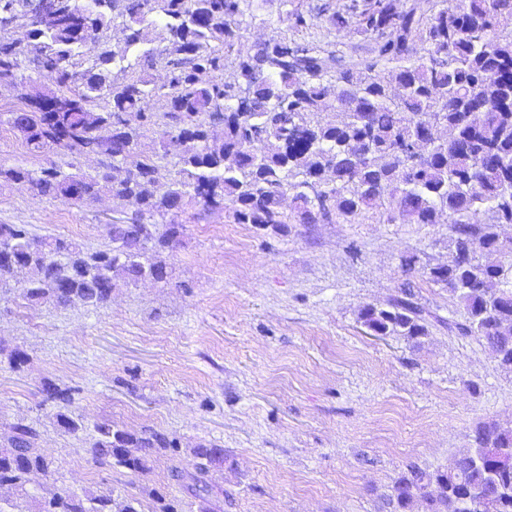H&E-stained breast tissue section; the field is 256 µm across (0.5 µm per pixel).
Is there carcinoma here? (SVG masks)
Returning a JSON list of instances; mask_svg holds the SVG:
<instances>
[{
	"label": "carcinoma",
	"instance_id": "1",
	"mask_svg": "<svg viewBox=\"0 0 512 512\" xmlns=\"http://www.w3.org/2000/svg\"><path fill=\"white\" fill-rule=\"evenodd\" d=\"M252 0H89L84 11L63 13L31 26L23 47L0 43V79L15 78L19 61L55 74L54 103L28 99L30 110L9 123L31 150L94 152L104 172L95 175L0 167V180L33 198L84 202L107 188L134 208L129 224L110 225L111 245L89 250L61 237H37L25 224H0V283L18 268L35 277L22 289L32 302L66 306L75 300L100 307L112 281L168 278L167 266L148 251L172 246L179 214L194 201L208 210L231 204L237 224L285 223L281 201L289 193L302 223L358 215L388 204L386 221L437 224L448 215L458 252L467 260L430 269L466 314L461 331L484 342L497 364L512 371V265L491 260L498 236L470 222L479 211L495 224H512V0H426L405 9L400 0H351L345 12L333 0L318 8L330 32L355 22L362 55L347 59L331 41L273 39L244 53L241 20ZM17 21L31 20L30 0H0ZM163 21L157 47L128 61L145 40L144 24ZM122 26L113 43L107 32ZM98 33L90 42V32ZM163 68L168 82L151 84L147 71ZM250 90L246 109L241 88ZM168 99L154 112L150 101ZM135 114L139 125L123 124ZM437 119L444 140L413 171L403 147L425 136ZM112 127L105 143L99 131ZM160 138H182L181 168L159 195V151L141 149L139 127ZM132 159L128 175L109 177L117 160ZM170 217L158 231L155 217ZM389 308L367 306L363 324L383 336L426 334L423 310L407 299ZM91 446L97 465L131 472L147 468L153 450L177 447L158 433L134 436L112 425L96 427ZM36 430L15 427L0 450V486L25 490L29 475L50 462L34 448ZM193 495L205 499L212 467L224 449L200 446ZM421 496L427 512H512V426L479 425L472 445L451 470L411 465L385 495L392 512H406ZM43 512H137L112 493L86 498L56 495Z\"/></svg>",
	"mask_w": 512,
	"mask_h": 512
}]
</instances>
